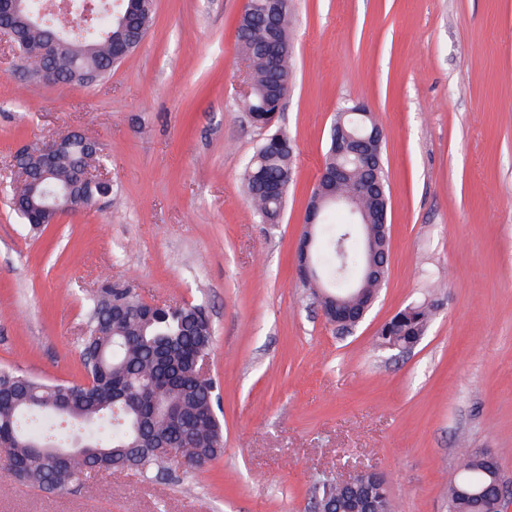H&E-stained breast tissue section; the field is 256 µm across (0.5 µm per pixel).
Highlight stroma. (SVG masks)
<instances>
[{"label":"stroma","instance_id":"35a3bbf8","mask_svg":"<svg viewBox=\"0 0 512 512\" xmlns=\"http://www.w3.org/2000/svg\"><path fill=\"white\" fill-rule=\"evenodd\" d=\"M295 142L281 223L251 213L242 171L265 131L243 110L245 0H155L141 45L88 84L30 77L0 48V367L84 378L80 329L103 279L203 306L214 330L224 455L147 480L0 488V512H312L311 487L381 473L394 512H448L460 450L512 484V0H291ZM384 132L389 271L349 333L296 255L336 110ZM77 131L110 196L33 231L10 205L12 158ZM431 320L410 351L381 326ZM429 315L430 311L426 306H407L394 315L402 316L404 322L400 323L395 330H391V336H393V339H395V336H405V339H416L417 336L423 337L427 329ZM394 316L391 320H393Z\"/></svg>","mask_w":512,"mask_h":512}]
</instances>
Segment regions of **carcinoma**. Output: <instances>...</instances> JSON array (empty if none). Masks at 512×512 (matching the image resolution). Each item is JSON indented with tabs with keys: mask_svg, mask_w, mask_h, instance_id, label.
I'll return each mask as SVG.
<instances>
[{
	"mask_svg": "<svg viewBox=\"0 0 512 512\" xmlns=\"http://www.w3.org/2000/svg\"><path fill=\"white\" fill-rule=\"evenodd\" d=\"M153 0H124L121 24L111 15L103 16L84 43L73 47L88 68L105 77L114 61L103 35L112 41L133 39L140 25L150 27ZM291 9L279 18L276 37L279 51L270 54L266 18L252 5H246L237 25L239 51L251 69L252 92L243 100L258 123L272 122L273 94L288 92L293 71V46L289 36ZM62 31L57 20H41L24 29L26 40L41 42ZM58 82H72L70 56L58 57L54 64ZM350 105H341L335 122L365 140L364 152L374 158L373 167L344 164L332 148L324 155V169L346 165L349 176L331 186V191L346 194L355 184L371 180L387 188L382 160V145L372 136L377 122L370 112L355 114ZM293 142L282 130L260 140L246 163L243 181L254 217L261 224H278L284 214L288 188L292 182ZM99 160L85 137L75 136L67 153L58 159L54 177L34 187L25 183L12 192L16 211L34 230L42 227L41 194L49 186H63L78 169ZM112 192L110 184L85 183L77 189L80 205L88 206L96 198ZM383 208L373 199L362 202L361 222L380 224ZM351 225L347 211L336 206L320 208L312 229L313 259L320 283L330 294H342L353 284L378 289L380 283L360 281L366 263L363 241L355 236L345 240L344 254L336 249ZM404 322L391 330L394 336L415 339L425 334L430 311L423 305L409 306L397 312ZM213 328L204 308L182 304L178 307L151 305L130 288L106 285L91 299V314L82 338L85 380L50 382L16 370L0 368V452L8 455L7 475L16 482L38 486L48 492L86 486L95 473H112L117 466L140 474L169 467L166 457L144 447L137 432V417L123 407L124 392L144 397L155 395L176 414L157 415L148 433L173 442L181 435L191 437L193 457L202 463L224 454V425L217 382L199 373L196 359L210 352ZM83 435L87 453L64 461L41 456L50 448L70 446L76 435ZM499 464L493 454L465 452L448 486L450 512H501L502 503L495 492ZM329 498L335 512L362 507L368 499L377 500L380 512H393L388 490L377 483L366 484L355 493H344L316 483L312 498Z\"/></svg>",
	"mask_w": 512,
	"mask_h": 512,
	"instance_id": "obj_1",
	"label": "carcinoma"
}]
</instances>
